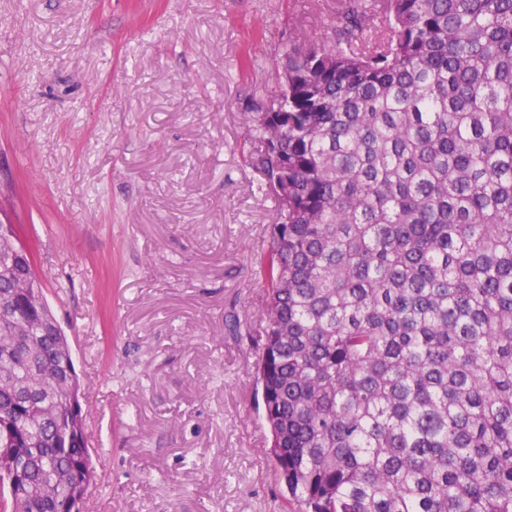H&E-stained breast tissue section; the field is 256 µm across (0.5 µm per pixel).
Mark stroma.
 <instances>
[{"mask_svg": "<svg viewBox=\"0 0 512 512\" xmlns=\"http://www.w3.org/2000/svg\"><path fill=\"white\" fill-rule=\"evenodd\" d=\"M371 0H0V219L69 339L85 512H281L255 397L278 223L243 125Z\"/></svg>", "mask_w": 512, "mask_h": 512, "instance_id": "stroma-1", "label": "stroma"}]
</instances>
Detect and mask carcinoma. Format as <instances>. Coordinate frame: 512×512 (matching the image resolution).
Here are the masks:
<instances>
[{"label":"carcinoma","mask_w":512,"mask_h":512,"mask_svg":"<svg viewBox=\"0 0 512 512\" xmlns=\"http://www.w3.org/2000/svg\"><path fill=\"white\" fill-rule=\"evenodd\" d=\"M245 117L279 210L254 255L278 480L307 512H512V0H374L282 51ZM0 235L12 512L92 479L80 384Z\"/></svg>","instance_id":"cac0c4a2"}]
</instances>
